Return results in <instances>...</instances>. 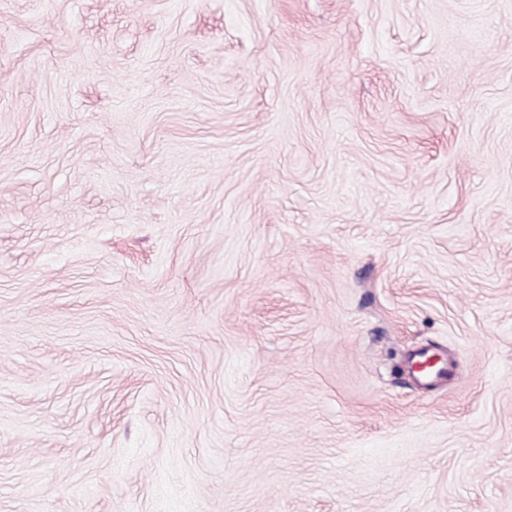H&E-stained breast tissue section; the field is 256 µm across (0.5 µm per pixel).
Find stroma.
<instances>
[{
	"label": "stroma",
	"mask_w": 512,
	"mask_h": 512,
	"mask_svg": "<svg viewBox=\"0 0 512 512\" xmlns=\"http://www.w3.org/2000/svg\"><path fill=\"white\" fill-rule=\"evenodd\" d=\"M0 512H512V0H0Z\"/></svg>",
	"instance_id": "stroma-1"
}]
</instances>
